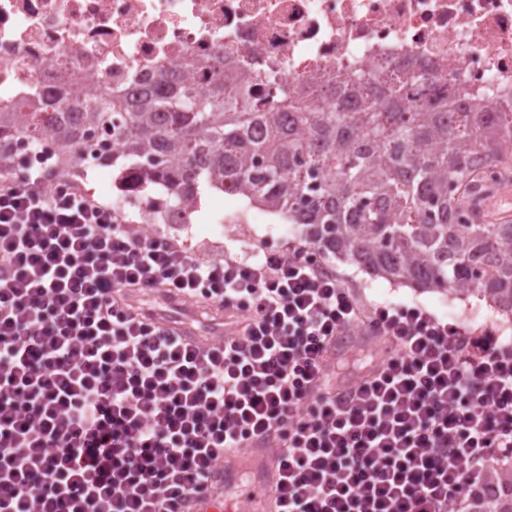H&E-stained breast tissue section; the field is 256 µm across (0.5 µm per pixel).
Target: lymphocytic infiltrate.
I'll return each instance as SVG.
<instances>
[{"label": "lymphocytic infiltrate", "instance_id": "1", "mask_svg": "<svg viewBox=\"0 0 512 512\" xmlns=\"http://www.w3.org/2000/svg\"><path fill=\"white\" fill-rule=\"evenodd\" d=\"M231 332L193 336L141 294ZM364 309L309 245L205 260L48 162L0 173V512H187L274 450L275 512H459L512 459V342Z\"/></svg>", "mask_w": 512, "mask_h": 512}]
</instances>
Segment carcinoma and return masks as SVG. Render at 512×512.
Masks as SVG:
<instances>
[{
    "mask_svg": "<svg viewBox=\"0 0 512 512\" xmlns=\"http://www.w3.org/2000/svg\"><path fill=\"white\" fill-rule=\"evenodd\" d=\"M68 108L64 97L28 112L0 106V137L56 130L72 145L79 123L106 127L149 185L194 198L220 181L304 226L324 254L399 283L478 291L512 313V220L468 224L455 206L472 169L502 158L512 112L412 107L368 80L353 103H257L220 78L203 95L174 80L138 99L102 90L73 117ZM169 156L180 165L165 166Z\"/></svg>",
    "mask_w": 512,
    "mask_h": 512,
    "instance_id": "carcinoma-1",
    "label": "carcinoma"
}]
</instances>
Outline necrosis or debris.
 <instances>
[{
  "instance_id": "obj_1",
  "label": "necrosis or debris",
  "mask_w": 512,
  "mask_h": 512,
  "mask_svg": "<svg viewBox=\"0 0 512 512\" xmlns=\"http://www.w3.org/2000/svg\"><path fill=\"white\" fill-rule=\"evenodd\" d=\"M163 72L198 94L248 75L251 97L300 90L319 106L327 91L380 78L413 106L451 93L512 112V0H0L1 103L39 106L59 93L83 101L103 89L129 96ZM120 150L100 126L69 148L52 132L0 143V156L49 159L65 179L96 170L113 209H138L133 231L190 223L197 200H175L165 186L147 192L140 169H108L105 156ZM476 184L475 210L512 192V159L481 169Z\"/></svg>"
}]
</instances>
